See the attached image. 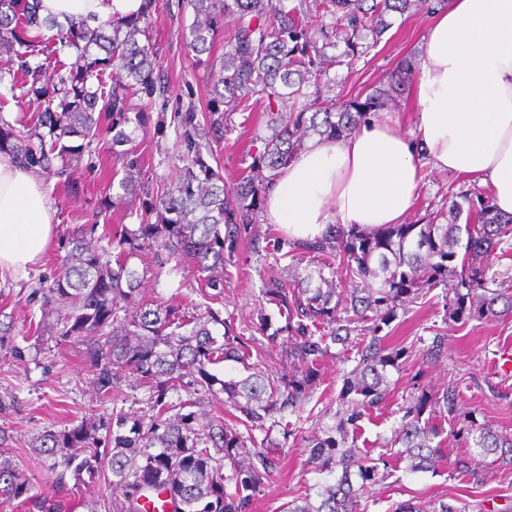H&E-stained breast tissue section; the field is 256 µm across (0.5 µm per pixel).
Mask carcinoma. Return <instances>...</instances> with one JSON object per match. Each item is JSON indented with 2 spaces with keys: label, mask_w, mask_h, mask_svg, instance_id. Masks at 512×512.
<instances>
[{
  "label": "carcinoma",
  "mask_w": 512,
  "mask_h": 512,
  "mask_svg": "<svg viewBox=\"0 0 512 512\" xmlns=\"http://www.w3.org/2000/svg\"><path fill=\"white\" fill-rule=\"evenodd\" d=\"M144 2L135 17L77 27L40 20L34 0H0V53L6 55L0 67V153L66 186L71 164L95 139L109 136L112 146L124 147L115 153L124 176L112 204L135 209L139 219L135 228L123 224L106 236L105 247L95 238L98 224L79 225L58 242L60 272L39 279L31 296H41L56 316L59 340L85 344L100 396H113L132 378L148 390L146 409L46 429L32 439V448L59 485L69 474L92 484L109 471L112 487L123 495L118 512H146L149 489L168 494L175 512H249L275 466L273 450L257 447L254 432L279 426L291 433L288 417L318 381L320 361L335 344L351 346L359 360L344 379L340 409L306 438L313 468L330 474L339 469L341 476L288 502L283 512H358L378 466L358 458L348 427L386 401L389 374L406 355L385 348L378 332L439 285L453 293L449 313L457 323L512 313V285L487 278L489 256L499 248L507 253L512 244V216L498 213L492 195L473 187L448 196L449 212L456 220L465 217L463 224L440 223L439 209L424 224H385L371 233L334 224L303 242L286 235L261 239L251 225L308 138H344L408 93L417 68L413 57L401 59L387 82L343 101L329 95L323 77L333 65L352 66L381 41L392 17L412 14L428 0H316L314 11L307 0H186L194 17L185 42L195 56L211 53L224 23L233 32L224 41L220 71L211 77L208 112L173 115L181 166L175 181L156 193L145 190L149 174L130 146L132 135L150 122L148 113L132 106V97L153 101L168 93L150 36L154 0ZM41 27L58 30L56 44L33 34ZM339 47L340 53L328 54ZM64 51L75 60L65 62ZM40 54L54 57L52 75L32 65ZM11 99L34 102L38 110L9 121L3 112ZM258 103L265 105L270 134L252 141L245 167L226 179L213 163L237 128L235 116ZM74 138L82 143L72 144ZM244 242L291 260V274L262 282V295L284 324L272 327L264 313L257 324L270 343L289 348L296 370L287 381L250 366L249 345L233 318L209 305L191 313L179 304L144 301L135 314L120 315L121 302L136 298L146 275L132 264L138 253H153L160 266L173 262L194 270L200 295L214 302L223 297L224 279L237 266ZM14 329L13 316L0 311V351L22 360L25 348L15 342ZM224 361L252 372L240 380L220 379L209 366ZM179 390L186 399L170 402ZM219 394L233 413L201 421L196 408ZM459 402L451 386L404 406L396 455L409 461L411 471L434 467L442 420L474 447L512 464V438L477 424ZM9 442L1 426L0 507L20 498L28 512H68L67 503L49 504L35 492L14 465Z\"/></svg>",
  "instance_id": "cac0c4a2"
}]
</instances>
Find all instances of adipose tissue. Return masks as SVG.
Segmentation results:
<instances>
[{
    "label": "adipose tissue",
    "mask_w": 512,
    "mask_h": 512,
    "mask_svg": "<svg viewBox=\"0 0 512 512\" xmlns=\"http://www.w3.org/2000/svg\"><path fill=\"white\" fill-rule=\"evenodd\" d=\"M143 0H39L40 18L94 24ZM415 128L387 113L336 142L309 143L267 194V223L303 241L329 225L403 223L422 164L489 186L512 215V0H448L430 26L413 82ZM56 212L34 170L0 154V281L25 279L55 239Z\"/></svg>",
    "instance_id": "adipose-tissue-1"
}]
</instances>
